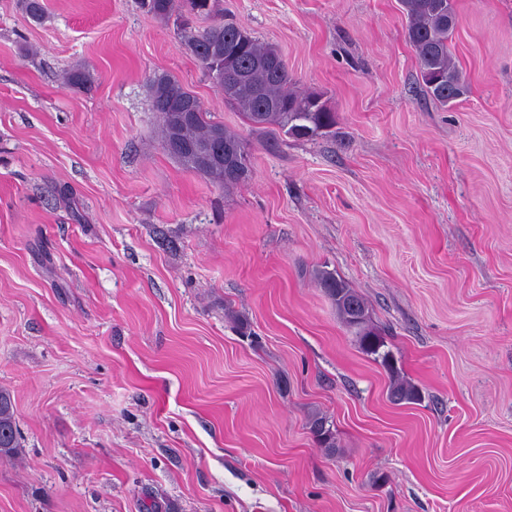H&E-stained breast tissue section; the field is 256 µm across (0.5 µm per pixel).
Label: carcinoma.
I'll use <instances>...</instances> for the list:
<instances>
[{
  "instance_id": "carcinoma-1",
  "label": "carcinoma",
  "mask_w": 512,
  "mask_h": 512,
  "mask_svg": "<svg viewBox=\"0 0 512 512\" xmlns=\"http://www.w3.org/2000/svg\"><path fill=\"white\" fill-rule=\"evenodd\" d=\"M147 10L160 17L172 16L176 0H142ZM407 17V37L417 52L420 78L425 92L442 105L454 103L467 93L450 48L458 23L453 0H400ZM187 16L182 19L186 49L201 63L215 87L224 92V101L242 112L252 129L276 141L281 137L314 140L336 126V113L323 101L321 92L300 93L293 89V79L281 52L264 44L251 31L234 21L217 23L202 31L190 26V17H209L215 12L216 0H185ZM166 99L175 106L194 108V118L173 130L161 105ZM152 111L161 119L163 146L173 137L187 145H202L221 132L224 150L248 153L247 142L214 120L201 101L176 78L163 74L151 85ZM186 168L207 175L218 186L248 179L228 177L224 170H205L190 151L173 154ZM320 288L336 308L343 324L353 330L359 347L375 356L390 375L389 398L395 404L414 403L421 399L419 389L400 374L391 351L379 333L370 326L367 308L361 297L343 280L324 268L314 271ZM310 430L320 447L336 450V434L326 417H310ZM20 447L14 402L9 390L0 388V457H8Z\"/></svg>"
}]
</instances>
